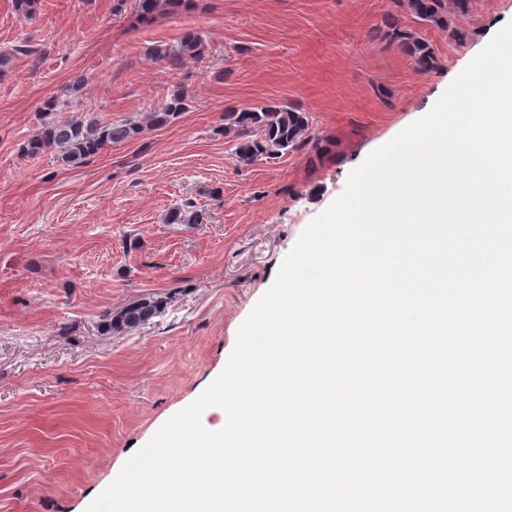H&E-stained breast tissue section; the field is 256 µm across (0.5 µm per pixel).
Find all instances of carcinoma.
<instances>
[{
  "label": "carcinoma",
  "instance_id": "cac0c4a2",
  "mask_svg": "<svg viewBox=\"0 0 512 512\" xmlns=\"http://www.w3.org/2000/svg\"><path fill=\"white\" fill-rule=\"evenodd\" d=\"M464 9L465 0H407V7L425 25L445 24L451 7ZM160 0H137L139 20L150 23L159 12ZM392 40L408 56L414 58L418 68L426 72L433 67V52L422 38L392 23ZM171 66H178L186 58L200 61L204 46L200 37L186 32L176 48L158 53ZM186 96L172 94L170 101L147 116V123L164 126L186 110ZM310 116L303 109L288 104H261L237 112L224 113V134L235 139V160L241 164H254L262 158H274L300 148L309 129ZM144 127L129 120L101 125L93 120H64L48 122L21 148L27 156L44 151L57 152L59 161L69 164L85 161L112 145H120L138 137ZM202 214L191 205L174 209L170 224H197ZM164 301L150 297L139 298L125 307L104 315L103 327L114 332L136 327L161 312Z\"/></svg>",
  "mask_w": 512,
  "mask_h": 512
}]
</instances>
